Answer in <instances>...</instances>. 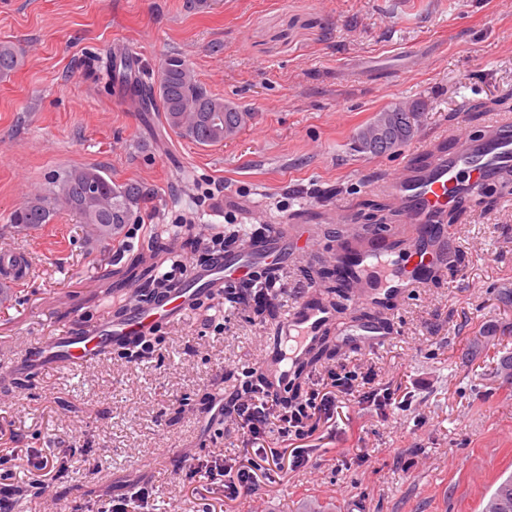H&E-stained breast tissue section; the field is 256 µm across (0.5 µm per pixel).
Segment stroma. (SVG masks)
Masks as SVG:
<instances>
[{
  "label": "stroma",
  "instance_id": "stroma-1",
  "mask_svg": "<svg viewBox=\"0 0 512 512\" xmlns=\"http://www.w3.org/2000/svg\"><path fill=\"white\" fill-rule=\"evenodd\" d=\"M0 41L21 63L0 77V254L27 258L0 304V480L15 489L13 512H42L39 464L67 460L51 482L60 512H108L112 500L147 487L144 512H480L488 490L512 475V381L497 376L496 331L512 323V196L464 215L422 287L391 309L343 302L326 326L337 355L302 382L329 391L331 371L374 374L397 403L387 415L344 401L311 437L285 436L270 419L264 446L304 448L305 467L236 500L194 458L237 455L244 434L211 421L210 409L279 342L301 302H330L303 269L332 266L341 244L329 214L366 223L385 185L451 136L512 120V6L506 0H0ZM130 57L156 81L164 58L181 56L212 94L254 118L228 143L200 146L132 109L105 72L110 53ZM421 101L418 135L397 152L366 156L355 131L393 103ZM491 103L472 115L470 107ZM86 165L114 183L137 182L151 198L150 226L111 250L90 249L77 218L14 232L9 216L53 178ZM221 185L205 204L197 199ZM192 214L191 232L165 230ZM282 229L274 273L281 293L258 314L224 294L202 297L159 325L149 357L130 345L107 359L36 374L18 370L45 336L81 334L121 313L131 288L108 274L156 248L154 272L174 254L204 264L205 242L254 227ZM386 318L385 341L367 349L345 325ZM369 448V463H342Z\"/></svg>",
  "mask_w": 512,
  "mask_h": 512
}]
</instances>
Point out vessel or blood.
Returning <instances> with one entry per match:
<instances>
[{
	"label": "vessel or blood",
	"instance_id": "obj_1",
	"mask_svg": "<svg viewBox=\"0 0 512 512\" xmlns=\"http://www.w3.org/2000/svg\"><path fill=\"white\" fill-rule=\"evenodd\" d=\"M511 167L512 122L495 120L484 138L458 137L455 147L448 153L435 156L425 167L406 170L388 183L387 190L406 223L421 229L428 237L445 223L456 196L476 193L483 183L498 179L503 169ZM228 270L239 275L248 272L249 267L236 256L227 257L220 266L191 267L187 276L160 301L130 309L124 317L101 322L81 335L42 338L28 363L42 370L100 361L114 344L149 335L161 323L181 321L185 311L203 294L224 289V273ZM356 270L373 284H385L388 290L396 292L416 287L419 282L414 272L390 269L383 246L377 241L359 252ZM334 315L329 306L310 301L290 316L281 329L284 342L290 345L289 351H274L261 362L274 389L287 386L294 362Z\"/></svg>",
	"mask_w": 512,
	"mask_h": 512
}]
</instances>
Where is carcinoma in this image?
<instances>
[{
	"label": "carcinoma",
	"mask_w": 512,
	"mask_h": 512,
	"mask_svg": "<svg viewBox=\"0 0 512 512\" xmlns=\"http://www.w3.org/2000/svg\"><path fill=\"white\" fill-rule=\"evenodd\" d=\"M20 65L13 43L0 41V76ZM132 64L121 54L112 56L107 70L110 83L116 85L139 111L157 112L161 122L178 137L198 145H216L235 138L251 119L231 103L211 94L193 74L189 64L178 55L167 56L155 83H143L132 77ZM424 104L385 108L361 128L354 137L357 151L370 156L388 155L416 134ZM96 185L89 195L85 187ZM150 193L139 183L116 184L102 167L84 166L67 171L58 181V189L48 194L34 193L10 214V226L20 231L35 229L51 222L57 211L66 209L83 224L88 241L108 248L123 234L126 225L140 220ZM330 354L328 337L322 336L295 366L296 379ZM482 512H512V477L498 482L491 490Z\"/></svg>",
	"instance_id": "carcinoma-1"
}]
</instances>
